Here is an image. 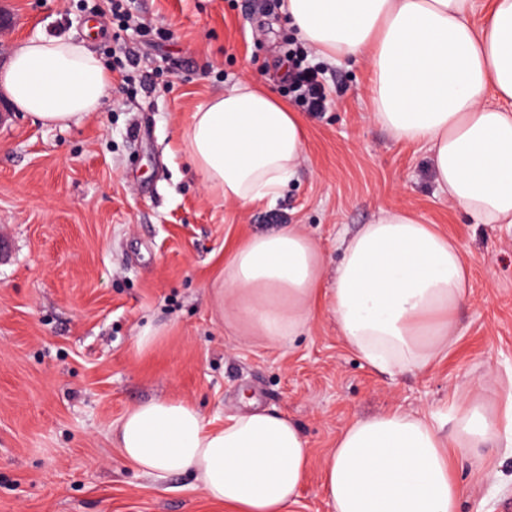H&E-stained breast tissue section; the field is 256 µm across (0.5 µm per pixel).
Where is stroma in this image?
I'll return each mask as SVG.
<instances>
[{"instance_id": "obj_1", "label": "stroma", "mask_w": 512, "mask_h": 512, "mask_svg": "<svg viewBox=\"0 0 512 512\" xmlns=\"http://www.w3.org/2000/svg\"><path fill=\"white\" fill-rule=\"evenodd\" d=\"M171 32L120 34L87 0H0V70L35 36L66 37L113 66L118 42L149 65H127L99 109L67 127L14 109L0 89V512H225L190 476L156 480L123 456L122 417L153 398L195 404L205 419L242 396L287 415L310 454L291 512H333L323 459L353 419L400 408L443 412L479 392L504 404L512 372V224H477L440 195L424 147L396 141L370 117L364 62L326 65L333 103L305 115V160L271 205L241 208L208 192L182 132L193 112L235 83L269 82L285 97L287 51L301 43L283 10L250 0H129ZM404 205L463 248L474 302L433 368L378 373L319 312L286 345L252 340L224 320L216 292L232 247L270 233L276 213L325 253L337 238ZM158 340L138 350L143 329ZM461 512L512 500L504 440L460 458Z\"/></svg>"}]
</instances>
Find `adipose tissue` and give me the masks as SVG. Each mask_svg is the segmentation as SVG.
<instances>
[{
  "label": "adipose tissue",
  "mask_w": 512,
  "mask_h": 512,
  "mask_svg": "<svg viewBox=\"0 0 512 512\" xmlns=\"http://www.w3.org/2000/svg\"><path fill=\"white\" fill-rule=\"evenodd\" d=\"M287 0L315 54L369 67L371 117L400 142L426 147L448 202L479 224H512V0ZM110 72L64 37L21 43L0 73L15 107L47 125L95 111ZM300 113L245 79L199 106L182 138L208 190L241 207L274 202L303 162ZM335 267L295 226L240 242L224 268L225 313L249 335L284 344L325 305L344 343L382 373L424 369L447 354L467 307L461 248L406 207L342 236ZM437 413L395 408L353 421L326 455L334 512H459L454 458L512 430V399L479 396ZM117 441L144 475L192 476L231 512H289L309 451L287 416L254 408L212 421L180 397L128 411Z\"/></svg>",
  "instance_id": "ef3b65f1"
}]
</instances>
